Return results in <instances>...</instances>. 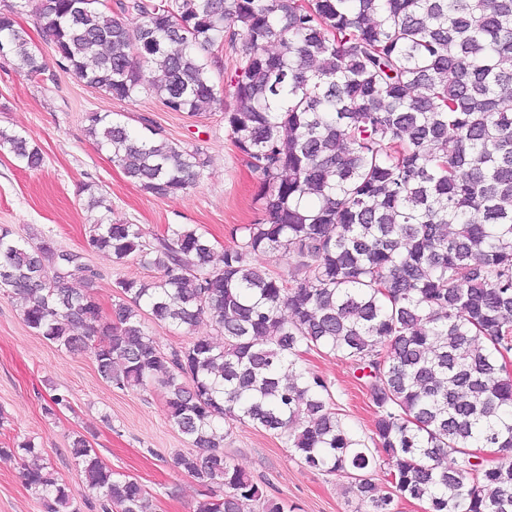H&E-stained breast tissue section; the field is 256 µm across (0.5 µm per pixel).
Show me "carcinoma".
<instances>
[{
	"label": "carcinoma",
	"mask_w": 512,
	"mask_h": 512,
	"mask_svg": "<svg viewBox=\"0 0 512 512\" xmlns=\"http://www.w3.org/2000/svg\"><path fill=\"white\" fill-rule=\"evenodd\" d=\"M56 64L119 101L155 94L196 116L218 102L206 54L242 47L227 80L231 144L257 185L260 215L216 254L195 225L151 241L100 219L84 252L29 246L0 225V294L99 375L125 390L158 382L167 417L200 449L172 464L206 487L194 512H290L224 455V424L248 422L309 468L348 479L366 512L398 499L426 512H512V0H24ZM28 77L37 45L0 9V42ZM157 66L162 77L151 75ZM86 131L146 193L185 192L208 165L148 120L87 112ZM26 169L40 148L0 130ZM88 205L111 211L85 185ZM107 251L159 273L120 278L112 321L88 289L84 253ZM282 252L286 271L249 264ZM191 330L162 348L146 320ZM332 354L377 408L369 436L343 425L331 386L299 364ZM72 454L102 512H149L146 490L116 478L78 436ZM389 464L388 490L372 471ZM42 512H79L46 466L27 468ZM223 489V494L215 489Z\"/></svg>",
	"instance_id": "obj_1"
}]
</instances>
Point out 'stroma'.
Returning a JSON list of instances; mask_svg holds the SVG:
<instances>
[{"mask_svg": "<svg viewBox=\"0 0 512 512\" xmlns=\"http://www.w3.org/2000/svg\"><path fill=\"white\" fill-rule=\"evenodd\" d=\"M10 2L19 6L16 21L41 49L48 69L30 78L0 59V128L30 136L44 164L23 169L8 150H0V225L15 227L32 243L49 237L57 247L84 250L100 217L78 193L79 184L88 183L109 197L112 221L139 225L146 240L167 225L194 224L207 232L216 251L232 245L233 230L257 215V188L224 127L228 93L196 117L167 111L151 93L133 102L115 100L60 70L53 45L29 8L21 7V0ZM88 112L120 113L133 126L145 118L175 142L201 147L209 159L203 178L174 197L145 193L111 152L88 138L83 120ZM85 262L98 274L92 293L106 315L118 299L117 279L155 275L133 259L113 263L104 252H87ZM304 361L330 383L345 427L354 436L369 435L376 409L350 366L316 352L305 354ZM56 395L65 397L66 405H53ZM78 435L106 467L144 486L151 512H193L203 488L171 464L174 454L192 451L193 445L169 422L163 387L152 382L143 390L114 388L99 376L90 353H73L38 336L25 324L20 301L0 295V512H42L38 494L22 477L24 467L37 463L65 483L81 512H100L71 453ZM27 440L40 448L39 458L10 454V447ZM224 453L267 496L285 500L294 512H358L345 479L306 467L279 439L251 424H232Z\"/></svg>", "mask_w": 512, "mask_h": 512, "instance_id": "obj_1", "label": "stroma"}]
</instances>
